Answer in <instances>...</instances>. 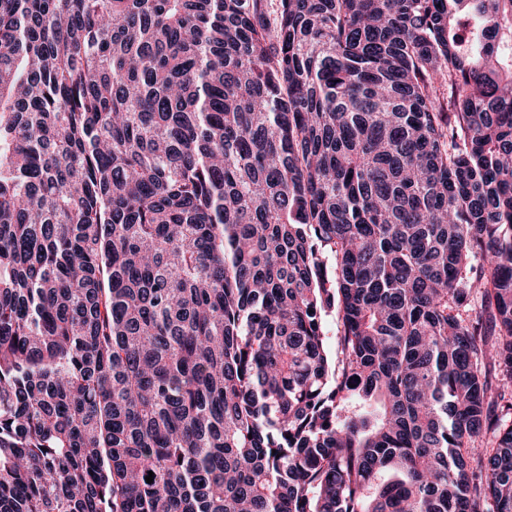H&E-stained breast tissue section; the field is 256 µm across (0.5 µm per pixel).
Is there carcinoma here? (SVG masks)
<instances>
[{"instance_id":"1","label":"carcinoma","mask_w":512,"mask_h":512,"mask_svg":"<svg viewBox=\"0 0 512 512\" xmlns=\"http://www.w3.org/2000/svg\"><path fill=\"white\" fill-rule=\"evenodd\" d=\"M269 2L0 0V512H512V0Z\"/></svg>"}]
</instances>
